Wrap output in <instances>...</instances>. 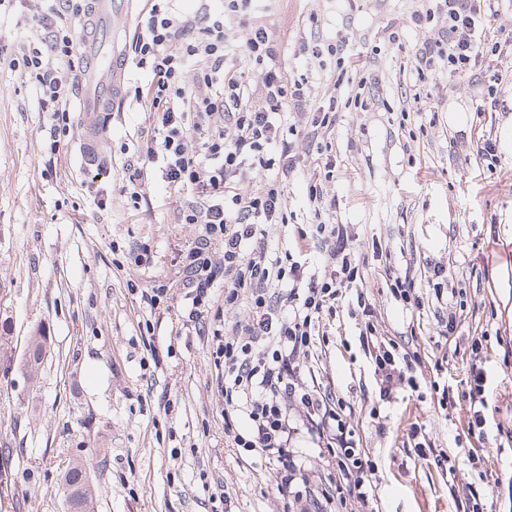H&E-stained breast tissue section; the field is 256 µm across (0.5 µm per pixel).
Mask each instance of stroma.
<instances>
[{
    "instance_id": "1",
    "label": "stroma",
    "mask_w": 512,
    "mask_h": 512,
    "mask_svg": "<svg viewBox=\"0 0 512 512\" xmlns=\"http://www.w3.org/2000/svg\"><path fill=\"white\" fill-rule=\"evenodd\" d=\"M419 7V0H356L344 13L337 0H281L264 23L286 41L287 70L307 74L315 99L333 80L294 43L341 30L361 51L371 97L365 110L337 114L328 136L337 167L323 206L333 222L350 225L362 255L380 240L417 288L428 263L447 265L479 311L447 344L457 361L475 326H512V142L501 140L512 124V47L498 65L505 106L480 111L479 76L421 81L409 71L412 51L436 33L413 24ZM391 30L397 42L388 41ZM41 33L25 8L0 15V329L12 338L8 355L0 354V512H66L60 475L74 459L90 466L93 512H274L281 502L270 464L243 466L224 452L219 368L206 337L127 291L128 281L146 288L174 275L198 234L177 223L179 196L161 185L148 187L137 210L120 193L125 165L154 125L125 100L98 142V165L85 166L75 112L59 152H50V116L34 80L13 63ZM404 108L413 114L402 130L394 115ZM485 134L497 142L496 159L477 152ZM100 194L107 203L99 207ZM144 245L150 261L135 265ZM365 286L386 325L412 328L421 345L435 346L438 303L409 317L383 276L369 275ZM39 331L48 353L31 376L18 362ZM486 370L493 421L503 428L485 464L487 510L512 512V339L494 344ZM317 379L341 389L356 380L376 386L362 352L336 343ZM405 406L384 405L383 431H366L381 464L382 512H452L440 472L395 442ZM414 413L437 447L459 453L454 419L426 402Z\"/></svg>"
}]
</instances>
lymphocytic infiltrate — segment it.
Masks as SVG:
<instances>
[{
	"mask_svg": "<svg viewBox=\"0 0 512 512\" xmlns=\"http://www.w3.org/2000/svg\"><path fill=\"white\" fill-rule=\"evenodd\" d=\"M44 31L21 56L37 84L39 104L51 118V151L70 128V73L79 59V37L67 18L84 16L87 0H23ZM178 0H148L131 41L130 64L147 82L133 86L136 101L153 118L157 133L125 167L121 187L139 206L150 180L185 194L182 224L199 234L182 254L177 279L140 290L150 308L168 307L182 288L191 305L184 319L212 342L224 370L217 390L224 401V452L245 462L259 456L275 462L273 481L283 512H342L353 501L376 512L379 465L363 440L356 410L346 394L319 383L316 371L330 345V324L351 319L359 348L376 380L368 415L382 404L430 387L446 415L458 407L467 442L464 460L480 467L494 437L488 424L485 364L491 335L470 338L460 386L440 384L450 372L437 356L406 335L381 324L364 286L369 265L354 247L346 225L321 210L324 177L336 158L324 137L338 112L365 109L366 78H354L348 39L300 38L299 54L333 69L337 84H350L347 97L311 99L307 75H289L281 50L262 18L269 0H200L187 14ZM499 0H424L416 27L436 25L410 60L418 79L440 72L452 76L490 71L505 40L492 22ZM261 76L260 95L249 91V71ZM316 143L318 174L307 182L313 223L294 226L292 247L271 250V228L290 222L281 181L246 190L247 171L298 167L300 148ZM223 304H216V293ZM407 455L426 467L453 473L461 459L436 447L419 422L402 439Z\"/></svg>",
	"mask_w": 512,
	"mask_h": 512,
	"instance_id": "lymphocytic-infiltrate-1",
	"label": "lymphocytic infiltrate"
}]
</instances>
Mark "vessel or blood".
<instances>
[{"label":"vessel or blood","mask_w":512,"mask_h":512,"mask_svg":"<svg viewBox=\"0 0 512 512\" xmlns=\"http://www.w3.org/2000/svg\"><path fill=\"white\" fill-rule=\"evenodd\" d=\"M139 0H90L82 23L85 67L79 80L78 110L82 122L83 164H96L93 147L101 120L121 94L127 59L119 32L125 29Z\"/></svg>","instance_id":"obj_1"}]
</instances>
